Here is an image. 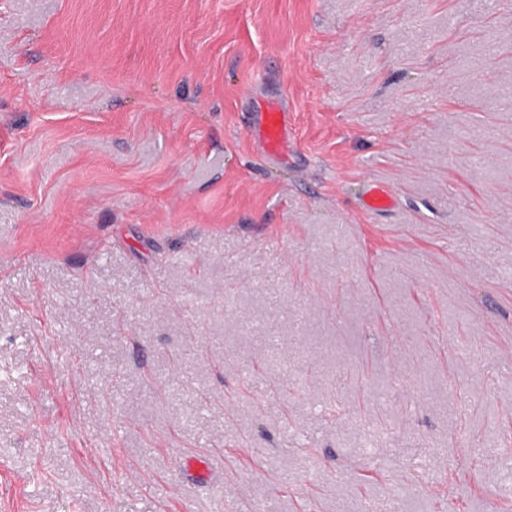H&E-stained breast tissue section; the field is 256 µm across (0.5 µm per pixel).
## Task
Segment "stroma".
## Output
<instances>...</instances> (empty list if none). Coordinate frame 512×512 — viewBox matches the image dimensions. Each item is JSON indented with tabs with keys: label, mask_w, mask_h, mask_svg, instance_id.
<instances>
[{
	"label": "stroma",
	"mask_w": 512,
	"mask_h": 512,
	"mask_svg": "<svg viewBox=\"0 0 512 512\" xmlns=\"http://www.w3.org/2000/svg\"><path fill=\"white\" fill-rule=\"evenodd\" d=\"M0 512H512V0H0ZM281 103L259 107L257 120L250 129L251 138L257 142L264 154L282 158L288 152V112ZM363 206L371 212L385 211L393 206V198L383 186L372 181L365 193Z\"/></svg>",
	"instance_id": "1"
}]
</instances>
